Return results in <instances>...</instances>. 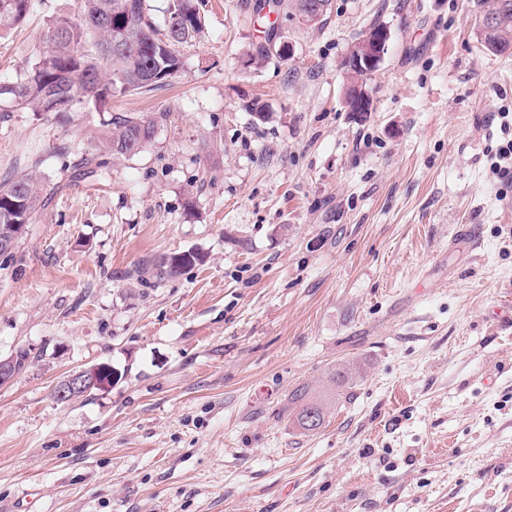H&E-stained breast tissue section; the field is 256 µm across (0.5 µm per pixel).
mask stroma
<instances>
[{
  "label": "stroma",
  "instance_id": "35a3bbf8",
  "mask_svg": "<svg viewBox=\"0 0 512 512\" xmlns=\"http://www.w3.org/2000/svg\"><path fill=\"white\" fill-rule=\"evenodd\" d=\"M255 2L197 0L179 76L111 112L0 100V177L50 198L0 267V356L31 352L0 386V512H512V49L482 46L475 0H332L318 24L288 6L269 37ZM75 6L35 0L0 82ZM376 23L357 115L343 60ZM268 40L288 56L256 59ZM115 111L155 119L151 146L99 153ZM187 250L203 262L133 275ZM97 363L118 383L55 400ZM345 101L349 108H354L355 100L357 108L351 112H369L371 111L372 101L365 88L363 81H357L348 85L345 89ZM351 97V98H349ZM354 98V99H353ZM202 260L201 256L193 251L160 256L152 260H146L134 270L137 277H150L157 281L172 278L183 269L195 265ZM324 421L325 411L321 402L311 400L299 404L294 423L301 434L305 435L319 430Z\"/></svg>",
  "mask_w": 512,
  "mask_h": 512
}]
</instances>
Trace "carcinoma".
Instances as JSON below:
<instances>
[{
  "instance_id": "1",
  "label": "carcinoma",
  "mask_w": 512,
  "mask_h": 512,
  "mask_svg": "<svg viewBox=\"0 0 512 512\" xmlns=\"http://www.w3.org/2000/svg\"><path fill=\"white\" fill-rule=\"evenodd\" d=\"M480 14L495 25L479 30L482 46L491 53L512 47V0H477ZM35 0H0V36L21 24ZM332 0H295L302 15L313 11L321 20ZM197 0H167L165 30L157 27L148 0H78L77 17L51 24L45 47L15 82H0V97L13 107L37 114L51 112L65 120L81 108L106 109L115 93L140 94L172 82L183 67L180 47L202 32ZM156 81L149 83V76ZM156 122L141 115L116 113L102 137L103 151L114 157L142 152L155 138ZM37 179L17 173L0 182V236L19 240V224L30 223L45 206ZM201 261L193 251L147 260L134 270L157 281L172 278ZM300 401L295 426L302 434L319 430L325 421L319 401Z\"/></svg>"
}]
</instances>
